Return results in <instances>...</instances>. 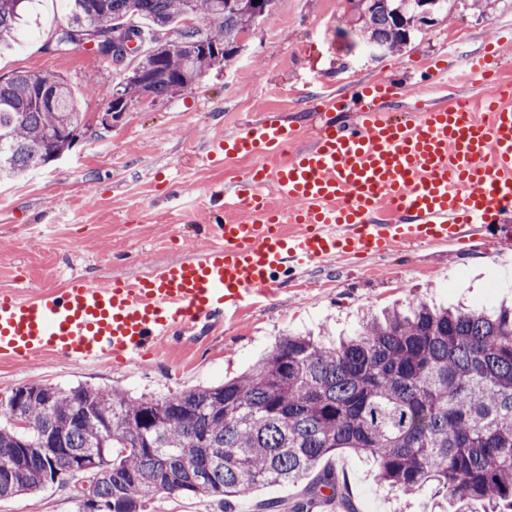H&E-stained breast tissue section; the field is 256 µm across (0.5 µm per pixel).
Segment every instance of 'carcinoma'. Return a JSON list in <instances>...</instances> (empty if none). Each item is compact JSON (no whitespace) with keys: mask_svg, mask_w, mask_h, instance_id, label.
Wrapping results in <instances>:
<instances>
[{"mask_svg":"<svg viewBox=\"0 0 512 512\" xmlns=\"http://www.w3.org/2000/svg\"><path fill=\"white\" fill-rule=\"evenodd\" d=\"M33 0H0V42ZM67 25L47 48L75 46L68 30L87 15L102 32L134 27L152 47L149 97L183 89L232 59L237 37L269 18L275 0H66ZM374 45L397 49L420 28L417 0H359ZM172 30L170 45L157 33ZM84 114L67 81L47 73L0 81V179L44 167L70 150ZM18 410H0V498L67 484L92 451L101 478L78 512H150L159 494H200L224 504L260 485L295 483L338 450L365 455L378 481L405 495L430 491L457 512L479 501L512 512V308L412 303L366 316L325 343L288 334L239 377L167 396L77 385L23 386ZM120 416L102 430L100 416ZM204 466L201 478L196 470ZM330 490L356 512L326 471L293 512Z\"/></svg>","mask_w":512,"mask_h":512,"instance_id":"carcinoma-1","label":"carcinoma"}]
</instances>
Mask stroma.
<instances>
[{
  "instance_id": "stroma-1",
  "label": "stroma",
  "mask_w": 512,
  "mask_h": 512,
  "mask_svg": "<svg viewBox=\"0 0 512 512\" xmlns=\"http://www.w3.org/2000/svg\"><path fill=\"white\" fill-rule=\"evenodd\" d=\"M65 19L61 0H36L32 18L13 46L0 51V78L52 72L72 86L89 128L74 147L22 178L0 181V292L26 297L58 287L70 276L132 279L207 247L196 224L208 221L216 191L250 167L247 159L207 156L204 147L244 116L284 114L309 132L312 93L343 94L344 81L364 82L394 68L418 77L451 53L455 60L484 51L512 33V0H448L447 14L411 33L401 49L370 53L349 0H276L271 17L242 41L232 64L204 73L189 89L164 99L134 102L105 129L108 94L138 63L122 67L75 47L47 45ZM95 79L102 93L88 92ZM425 299L482 307L512 301V217L448 248H402L387 258H338L311 264L301 286L281 288L200 335L161 344L133 364L81 366L63 357L0 364V405L29 384H84L133 395L166 396L222 384L249 368L284 334L337 338L360 317ZM336 468L357 512H430L429 495L405 496L379 486L367 458L342 450L321 460L297 484H269L236 500L237 512H279L306 498L322 471ZM79 481L48 486L37 495L0 498V512H77Z\"/></svg>"
}]
</instances>
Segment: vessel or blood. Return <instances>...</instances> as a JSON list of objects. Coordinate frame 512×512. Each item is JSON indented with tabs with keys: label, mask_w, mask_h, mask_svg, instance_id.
<instances>
[{
	"label": "vessel or blood",
	"mask_w": 512,
	"mask_h": 512,
	"mask_svg": "<svg viewBox=\"0 0 512 512\" xmlns=\"http://www.w3.org/2000/svg\"><path fill=\"white\" fill-rule=\"evenodd\" d=\"M315 99L313 133L266 112L213 150L251 159L221 193L224 219L208 248L147 275L76 276L32 299L0 296V363L62 356L81 365L136 363L170 336L237 312L311 262L381 256L397 247H453L512 214V86L442 107L431 88L397 75L349 82ZM349 107L351 119L336 112Z\"/></svg>",
	"instance_id": "vessel-or-blood-1"
}]
</instances>
